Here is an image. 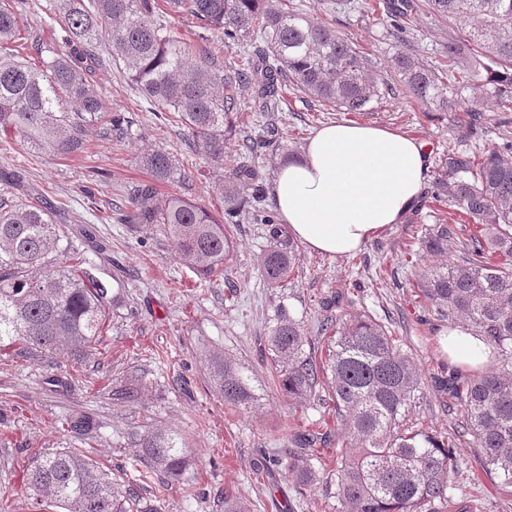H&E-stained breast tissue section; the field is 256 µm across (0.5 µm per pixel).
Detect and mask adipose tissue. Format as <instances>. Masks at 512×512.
<instances>
[{
	"mask_svg": "<svg viewBox=\"0 0 512 512\" xmlns=\"http://www.w3.org/2000/svg\"><path fill=\"white\" fill-rule=\"evenodd\" d=\"M418 140L383 127L336 122L310 138L305 157L283 165L273 186L280 218L311 250L343 257L418 204L428 177ZM440 346L458 368L485 365L483 341L463 326L449 328Z\"/></svg>",
	"mask_w": 512,
	"mask_h": 512,
	"instance_id": "obj_1",
	"label": "adipose tissue"
}]
</instances>
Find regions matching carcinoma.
Wrapping results in <instances>:
<instances>
[{"instance_id":"1","label":"carcinoma","mask_w":512,"mask_h":512,"mask_svg":"<svg viewBox=\"0 0 512 512\" xmlns=\"http://www.w3.org/2000/svg\"><path fill=\"white\" fill-rule=\"evenodd\" d=\"M166 11L196 24V39L176 37L155 14V0H62V45L38 40L16 49L25 29L18 0H0V132L24 147L66 158L82 152L89 128L129 135L133 122L110 116L91 84L88 61L107 37L113 60L149 105V111L187 129L196 153L228 167L219 184L224 216H214L184 193L159 196L155 183L188 185L198 172L177 167L171 154L141 156L153 183L136 190L123 222L152 224L204 280L221 277L233 255L230 225L248 221L268 228L271 245L260 259L264 280L277 285L297 259V244L266 207L260 161L279 149L272 114L281 111L290 86L325 107L365 112L396 80L427 110L456 112L469 132L486 109L461 97L465 88L490 93L494 112H512V0H427L431 13L453 25L443 73L406 49L405 20L415 0H385L387 33L397 41L391 75L385 76L332 27L315 21L288 0H162ZM247 45L224 67V49ZM252 112L264 119L243 140L236 157L224 158V137L234 118ZM438 198L458 203L480 234L448 258L450 231L441 224L425 236L424 249L447 261L425 266L417 285L437 314L466 321L489 349V364L434 379L435 388L460 407L448 436L407 422L427 398L426 378L413 354L388 324L369 314L325 319L316 358L303 322L280 311L267 336L278 358L273 381L300 405L328 388L336 430L296 431L288 475L304 489L329 476L312 463L317 447L338 436L336 512H454L459 478L485 476L512 496V142L481 154L454 149L434 180ZM83 241L57 224L41 199L0 198V351L21 346L28 354L85 359L111 313L107 288L90 273ZM211 378L224 403L251 409L262 399L249 367L224 353L210 355ZM474 449L479 468L460 461L456 449ZM143 457L168 482L181 483L191 457L182 436L158 428L140 437ZM33 495L60 512H157L134 487L112 477L81 450L42 455L26 477Z\"/></svg>"}]
</instances>
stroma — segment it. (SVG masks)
Listing matches in <instances>:
<instances>
[{
    "mask_svg": "<svg viewBox=\"0 0 512 512\" xmlns=\"http://www.w3.org/2000/svg\"><path fill=\"white\" fill-rule=\"evenodd\" d=\"M314 20L326 23L375 63L388 70L396 52L387 23L368 6L351 0H293ZM449 24L420 7L405 38L412 54L440 65ZM92 82L108 111L124 114L132 134L105 139L92 132L77 159L29 154L0 135V170L20 171L24 186L45 194L52 209L64 212L67 233L91 230L104 247L90 252L91 272L120 302L112 311L94 355L79 363L61 358L0 356V512H33L25 474L42 454L79 448L119 480L140 486L158 512H224L232 493L252 512H333L324 484L296 493L285 469L272 467L257 483L259 461L284 457L290 447L288 420L318 418L315 407H296L273 389L274 357L266 338L280 311L303 321L316 336L323 318L366 312L392 317L426 378L449 376L452 367L439 347L448 329L438 320L414 276L431 256L420 238L435 224L454 227L457 238L474 231L455 202L434 201L423 193L402 223L385 228L362 250L330 257L300 247L287 282L268 287L258 261L270 238L264 225H233L235 250L223 278L204 281L184 263L154 226L132 229L121 218L130 192L149 183L139 156L161 149L179 167H204L207 176L191 192L211 212H224L217 186L223 168L204 162L187 146L188 132L146 112V104L122 67L100 42ZM288 111L278 113L281 149L263 166L267 179L292 158L301 157L312 133L330 122L388 127L424 143L430 172H437L449 149H476L512 141V112H490L476 136L462 128L457 113L431 112L402 93L372 102L361 114L328 109L289 89ZM217 350L248 366L264 389L259 407L240 411L225 405L211 381L207 354ZM137 386L133 401L120 403L113 389ZM177 431L195 454L184 484L167 485L147 476L137 446L139 433L155 428ZM196 489L187 495L186 486Z\"/></svg>",
    "mask_w": 512,
    "mask_h": 512,
    "instance_id": "obj_1",
    "label": "stroma"
}]
</instances>
